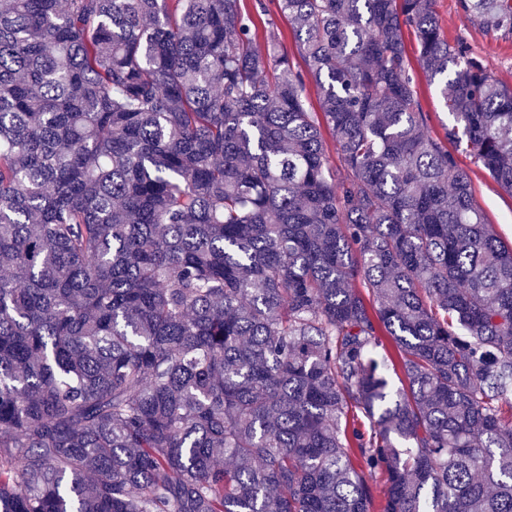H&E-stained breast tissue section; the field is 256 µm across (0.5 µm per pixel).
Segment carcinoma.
Listing matches in <instances>:
<instances>
[{
  "label": "carcinoma",
  "instance_id": "carcinoma-1",
  "mask_svg": "<svg viewBox=\"0 0 512 512\" xmlns=\"http://www.w3.org/2000/svg\"><path fill=\"white\" fill-rule=\"evenodd\" d=\"M242 2L0 0V512H512V245L448 150L512 193V88L433 0H275L311 112ZM417 81L419 85V99L424 112L429 115V126L433 135L442 137L444 135V127L452 123L445 108L438 89L435 85H427L424 77L417 73Z\"/></svg>",
  "mask_w": 512,
  "mask_h": 512
}]
</instances>
